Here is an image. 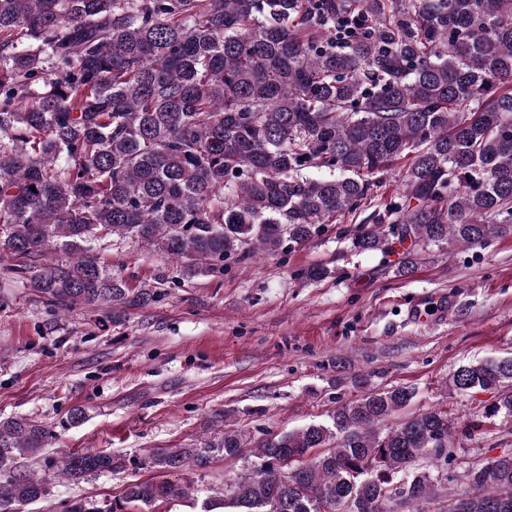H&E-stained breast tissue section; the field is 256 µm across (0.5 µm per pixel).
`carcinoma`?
Returning <instances> with one entry per match:
<instances>
[{"mask_svg":"<svg viewBox=\"0 0 512 512\" xmlns=\"http://www.w3.org/2000/svg\"><path fill=\"white\" fill-rule=\"evenodd\" d=\"M400 164L401 197L375 205L356 251L512 229V0H0V258L61 310L127 301L92 254L109 236L203 272L246 245L312 242ZM58 251L69 259L48 262ZM452 384L493 391L484 417L512 420V357L461 366ZM414 396L378 390L326 423L158 449L141 466L163 479L67 512L190 498V481L168 476L216 452L256 463L202 512H512V449L459 477L443 467L458 442L448 410L378 429ZM51 439L0 421V512L46 495L19 459ZM125 467L75 451L57 475Z\"/></svg>","mask_w":512,"mask_h":512,"instance_id":"cac0c4a2","label":"carcinoma"}]
</instances>
